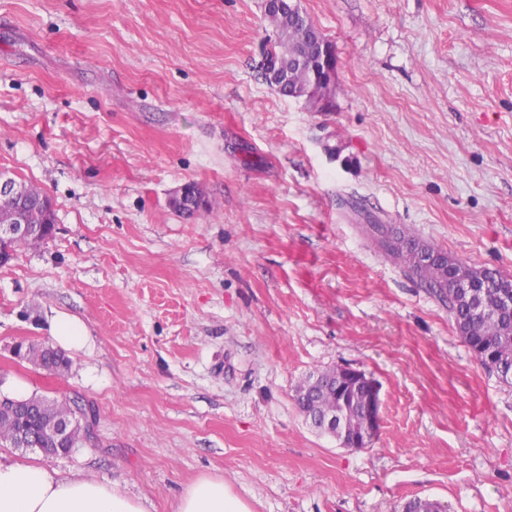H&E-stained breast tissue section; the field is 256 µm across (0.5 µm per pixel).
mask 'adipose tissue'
<instances>
[{
	"mask_svg": "<svg viewBox=\"0 0 512 512\" xmlns=\"http://www.w3.org/2000/svg\"><path fill=\"white\" fill-rule=\"evenodd\" d=\"M0 512H148L120 486L86 477H62L28 461H0ZM176 512H252L219 477L186 486Z\"/></svg>",
	"mask_w": 512,
	"mask_h": 512,
	"instance_id": "obj_1",
	"label": "adipose tissue"
}]
</instances>
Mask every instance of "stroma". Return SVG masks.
Returning <instances> with one entry per match:
<instances>
[{
  "label": "stroma",
  "instance_id": "stroma-1",
  "mask_svg": "<svg viewBox=\"0 0 512 512\" xmlns=\"http://www.w3.org/2000/svg\"><path fill=\"white\" fill-rule=\"evenodd\" d=\"M300 6L335 50L325 109L259 75L261 0H0V170L56 221L0 266V391L98 414L71 457H0L150 512L204 476L252 512H512V383L365 230L512 277V0ZM61 315L89 331L68 371L16 356ZM334 366L380 387L371 447L295 405Z\"/></svg>",
  "mask_w": 512,
  "mask_h": 512
}]
</instances>
